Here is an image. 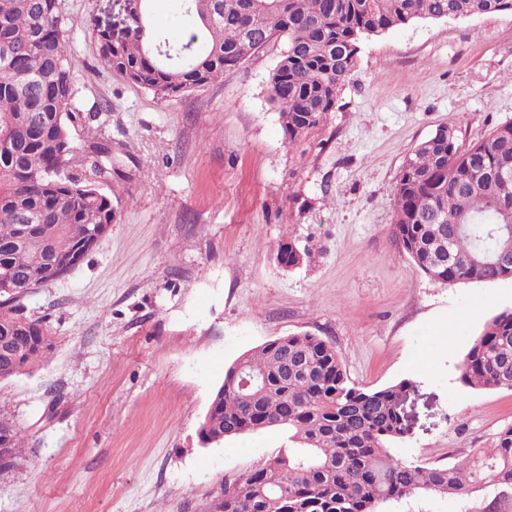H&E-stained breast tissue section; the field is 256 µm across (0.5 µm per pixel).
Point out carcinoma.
Instances as JSON below:
<instances>
[{
    "mask_svg": "<svg viewBox=\"0 0 512 512\" xmlns=\"http://www.w3.org/2000/svg\"><path fill=\"white\" fill-rule=\"evenodd\" d=\"M141 0L127 34L96 30L101 63L166 100L237 68L281 39L287 48L269 78L270 100L293 145L324 123L340 86L357 64L360 41L420 19L512 12V0H186L198 32L179 42L155 31ZM0 380L47 357L44 321L25 312L45 268L76 267L95 226H111L116 207L112 143L72 131L96 118L73 78L74 61L59 0H0ZM441 134L406 157L395 188L393 245L428 277L446 283L512 278V121L468 146ZM266 386L247 397L240 373ZM472 389L512 390V310L491 318L460 366ZM410 384L364 389L347 376L332 345L311 334L284 336L243 353L226 371L217 411L201 438L235 426L234 435L267 428L285 445L248 472L224 481V512H380L391 500L421 492L473 494L512 486V425L491 448L448 466L403 461L391 445L407 436L399 410ZM0 438L11 454L0 481L13 475L23 437L0 411Z\"/></svg>",
    "mask_w": 512,
    "mask_h": 512,
    "instance_id": "carcinoma-1",
    "label": "carcinoma"
}]
</instances>
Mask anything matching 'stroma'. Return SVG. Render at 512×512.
I'll use <instances>...</instances> for the list:
<instances>
[{
    "label": "stroma",
    "mask_w": 512,
    "mask_h": 512,
    "mask_svg": "<svg viewBox=\"0 0 512 512\" xmlns=\"http://www.w3.org/2000/svg\"><path fill=\"white\" fill-rule=\"evenodd\" d=\"M126 0H60L74 76L111 142V232L35 291L50 355L0 381L25 437L0 512H216L225 480L286 442L269 429L203 446L198 429L225 370L267 340L309 333L349 378L403 380L396 457L448 466L512 424V390L471 389L459 365L485 323L512 310V280L447 285L389 237L405 157L442 127L464 144L512 121V13L421 20L366 38L326 122L284 139L269 77L282 52L168 100L99 61L94 29ZM154 28L194 29L184 0H155ZM286 240L309 250L284 270ZM512 512L493 489L422 493L382 512Z\"/></svg>",
    "instance_id": "1"
}]
</instances>
